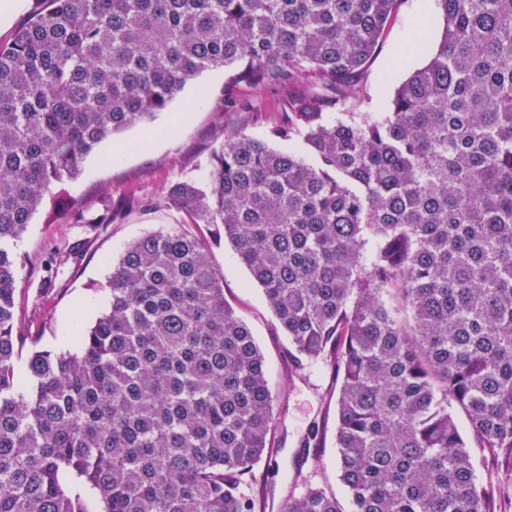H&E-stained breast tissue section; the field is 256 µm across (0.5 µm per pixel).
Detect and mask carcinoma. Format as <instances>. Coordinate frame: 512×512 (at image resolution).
I'll list each match as a JSON object with an SVG mask.
<instances>
[{
  "label": "carcinoma",
  "instance_id": "1",
  "mask_svg": "<svg viewBox=\"0 0 512 512\" xmlns=\"http://www.w3.org/2000/svg\"><path fill=\"white\" fill-rule=\"evenodd\" d=\"M396 2L51 0L0 46V512H87V491L102 512H264L282 420L206 237L128 244L76 351L16 367L10 244L98 144L219 67L324 89L162 202L231 244L296 366L338 374L351 512H495L473 457L512 471V0H437L429 62L389 111L356 112ZM279 512L345 510L308 484Z\"/></svg>",
  "mask_w": 512,
  "mask_h": 512
}]
</instances>
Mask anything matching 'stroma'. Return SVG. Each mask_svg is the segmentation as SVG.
<instances>
[{"label": "stroma", "mask_w": 512, "mask_h": 512, "mask_svg": "<svg viewBox=\"0 0 512 512\" xmlns=\"http://www.w3.org/2000/svg\"><path fill=\"white\" fill-rule=\"evenodd\" d=\"M421 0H398L379 45L360 77L363 96L357 110L386 112L391 95L384 83L398 85L424 66L443 35V17L433 10L421 20ZM424 29L425 48L401 62L406 35ZM229 69L213 68L186 84L151 121L149 136L133 127L103 141L86 156L81 173L68 190L83 202L87 224L74 223L64 200L45 199L12 250L20 258L21 286L16 296L18 335L24 349L38 347L55 353L75 351V338L88 329L109 303L106 281L109 262L132 240L158 228L184 227L195 232L187 214L164 207L162 197L171 181L205 178L213 152L225 137L264 133L278 118L288 98L283 85L261 88L246 83L226 90ZM238 102L226 109V94ZM113 202L112 223L96 224L105 202ZM77 247L78 258L68 256ZM209 259L224 275V296L251 329L269 368L275 412L283 424L278 448L263 460L258 473L269 512H278L289 491L305 484L322 486L344 497L336 459V377L328 369L300 371L290 361L288 340L266 306L262 291L241 265L229 243L210 244ZM319 424L322 441L308 459L300 457V443L311 424Z\"/></svg>", "instance_id": "1"}]
</instances>
